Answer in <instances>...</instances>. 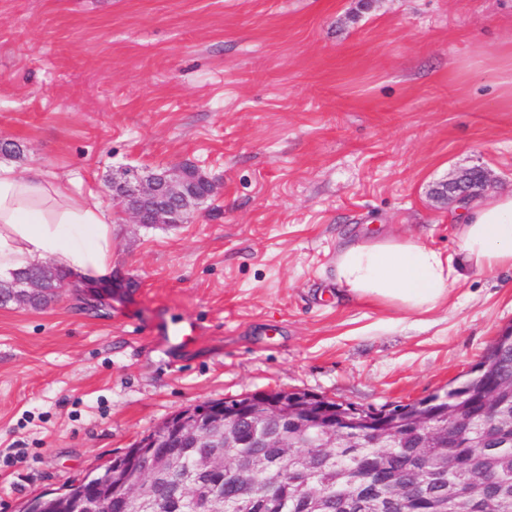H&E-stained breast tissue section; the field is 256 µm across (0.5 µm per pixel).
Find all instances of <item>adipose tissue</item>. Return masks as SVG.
I'll return each instance as SVG.
<instances>
[{
	"mask_svg": "<svg viewBox=\"0 0 512 512\" xmlns=\"http://www.w3.org/2000/svg\"><path fill=\"white\" fill-rule=\"evenodd\" d=\"M457 211V254L412 235L364 236L337 250V285L359 300L427 313L467 271L512 268V194L480 196ZM49 259L84 279L109 275L111 211L40 170L21 175L0 162V279Z\"/></svg>",
	"mask_w": 512,
	"mask_h": 512,
	"instance_id": "obj_1",
	"label": "adipose tissue"
}]
</instances>
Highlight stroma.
Instances as JSON below:
<instances>
[{
    "instance_id": "1",
    "label": "stroma",
    "mask_w": 512,
    "mask_h": 512,
    "mask_svg": "<svg viewBox=\"0 0 512 512\" xmlns=\"http://www.w3.org/2000/svg\"><path fill=\"white\" fill-rule=\"evenodd\" d=\"M512 0H0V140L109 207L99 309L0 307V512L58 491L192 404L299 390L363 408L468 373L512 325V270L436 311L351 299L360 235L459 249L439 183L512 192V97L478 70ZM190 162L221 190L181 224L131 223L112 173ZM189 324L174 350L163 328Z\"/></svg>"
}]
</instances>
